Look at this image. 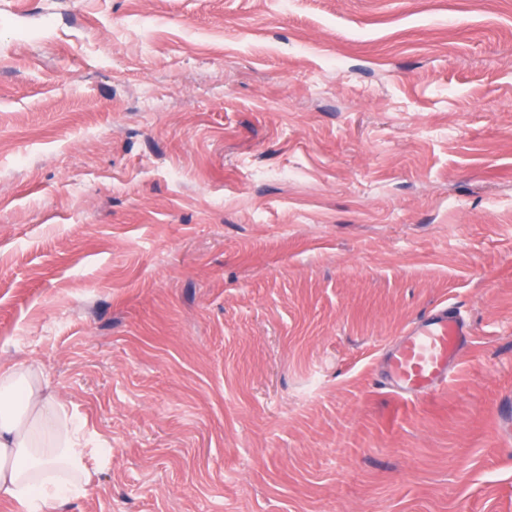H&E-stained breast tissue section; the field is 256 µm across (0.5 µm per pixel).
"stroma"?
<instances>
[{
	"label": "stroma",
	"mask_w": 512,
	"mask_h": 512,
	"mask_svg": "<svg viewBox=\"0 0 512 512\" xmlns=\"http://www.w3.org/2000/svg\"><path fill=\"white\" fill-rule=\"evenodd\" d=\"M21 365L106 451L58 512H512V0H0ZM470 336L468 323L452 306H436L394 340L384 360L385 384L405 399L437 391L448 383Z\"/></svg>",
	"instance_id": "1"
}]
</instances>
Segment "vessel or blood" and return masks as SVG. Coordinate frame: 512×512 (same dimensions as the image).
I'll use <instances>...</instances> for the list:
<instances>
[{
    "instance_id": "obj_1",
    "label": "vessel or blood",
    "mask_w": 512,
    "mask_h": 512,
    "mask_svg": "<svg viewBox=\"0 0 512 512\" xmlns=\"http://www.w3.org/2000/svg\"><path fill=\"white\" fill-rule=\"evenodd\" d=\"M470 336L468 323L453 307L436 306L394 340L384 360L386 385L405 399L437 391L447 384Z\"/></svg>"
}]
</instances>
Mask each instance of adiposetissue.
I'll return each instance as SVG.
<instances>
[{
	"mask_svg": "<svg viewBox=\"0 0 512 512\" xmlns=\"http://www.w3.org/2000/svg\"><path fill=\"white\" fill-rule=\"evenodd\" d=\"M81 431L36 370H0V498L24 512H56L83 492L91 450Z\"/></svg>",
	"mask_w": 512,
	"mask_h": 512,
	"instance_id": "obj_1",
	"label": "adipose tissue"
}]
</instances>
